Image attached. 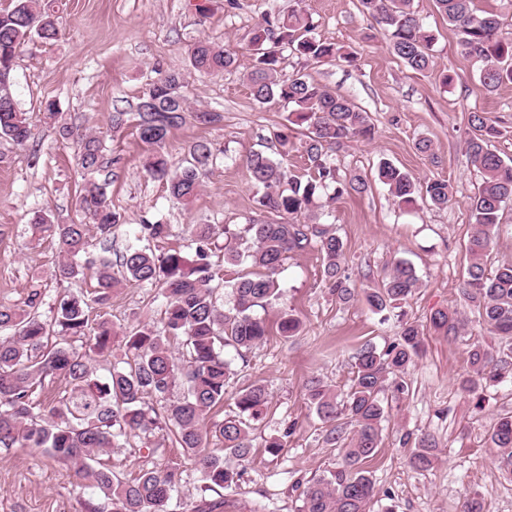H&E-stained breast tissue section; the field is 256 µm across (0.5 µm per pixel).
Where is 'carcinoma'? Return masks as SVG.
<instances>
[{"instance_id":"carcinoma-1","label":"carcinoma","mask_w":512,"mask_h":512,"mask_svg":"<svg viewBox=\"0 0 512 512\" xmlns=\"http://www.w3.org/2000/svg\"><path fill=\"white\" fill-rule=\"evenodd\" d=\"M438 11L461 35L462 53L478 63L479 79L486 92L512 82V42L499 37L502 16L479 10L474 0H435ZM362 11L383 30L388 49L406 67L424 72L435 68L436 36L413 9V0H360ZM60 30L49 5L42 0H12L0 10V68L8 69L0 80V139L23 148L32 138V116L15 101L11 71L20 49L33 39L58 40ZM253 65L247 82L259 104L279 102L288 108L284 122L273 133L272 150L250 152L245 167L258 205L278 216H315L321 199L334 201L347 194H361L366 180L351 174L340 180L328 150L355 138H369L374 125L368 113L348 98L311 81L297 72L284 75L280 54L288 48L307 60L356 62L357 55L344 46L317 38L309 17L297 8L265 14L250 39ZM235 63L234 54L202 38L190 52L191 66L204 73H219ZM183 73L170 69L150 83L134 116L112 114V126L133 120L139 139L154 148L146 171L168 184L170 195L185 205L200 191L199 174L213 162L205 144L190 148L189 157L171 170L162 152L170 130L185 120L189 111L182 94ZM473 131L465 142L468 162L482 174V182L470 203L473 231L467 244L468 266L460 291L478 314V322L498 337L506 350L495 356L481 342L472 343L467 356V376L460 382L465 392L481 385L512 380V261L494 269L485 258L493 248L503 207L512 201V159H504L492 143L498 128L481 112L468 118ZM308 131L302 145L311 170L306 179L288 173L281 158L292 149L291 132ZM59 135L77 144L78 164L88 179L80 191V208L86 222L55 224L49 215L34 212L31 224L57 244L61 261L52 270L63 281L89 278L95 282L93 302L105 305L112 289L124 282L155 286L164 298L161 321L165 335L142 324L122 336L126 360L112 366L109 377L94 378L93 363L109 356L116 339L112 321L90 316V303L78 295L63 296L54 307L52 320L39 312L41 292L33 290L21 306L0 305V448H41L63 463L67 476L87 481L103 495L94 512H168V504L180 482L173 467L143 469L125 480L104 462L103 456L120 448L131 436L147 438L157 430L174 433L181 448L200 469L206 488L219 492L235 486L241 472L230 459L244 460L254 448L251 431L269 410L270 394L261 384L233 393L235 411L212 422L210 412L224 405L235 377L226 358L231 348L241 359L268 335L266 309L277 295L275 275L291 255L315 245L323 258V280L336 299L348 304L362 297L369 311L381 321L419 287L414 267L397 259L381 279L362 291L350 287L345 275V247L330 224L252 222L249 224H189L192 253L170 249L155 253L142 241H159L169 235L166 224L147 221L126 246L119 265L102 257L86 266L79 259L90 240L98 237L103 250L119 221L112 210L106 184L93 175L106 164L102 140L71 126H59ZM377 176L388 186L398 205L413 207L424 199L436 207L451 201L448 181L416 180L396 165L383 161ZM224 251V264L248 265L253 271L224 279L213 258ZM230 289L233 304L218 306L219 290ZM434 330L450 339L462 335L465 318L456 308L436 310L430 318ZM300 320L290 312L279 316L278 330L288 339L298 332ZM80 342L74 346L73 342ZM424 345V328L413 322L400 324L397 336L379 347L363 344L353 354V378L348 391L336 393L319 379L305 386L306 400L325 425L323 442L342 453L341 465L307 482L294 481L300 490L299 512H371L377 489L367 462L379 451L383 423L387 420L382 395L408 393L406 374ZM64 383L57 398H38L50 381ZM186 386L183 397L172 403L168 394L177 381ZM223 448L209 447L210 439ZM490 440L505 473L512 475V415L493 424ZM413 445L408 462L428 469L436 460L435 439L424 435L416 441L406 436L402 445Z\"/></svg>"}]
</instances>
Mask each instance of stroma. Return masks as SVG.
Returning <instances> with one entry per match:
<instances>
[{"label": "stroma", "mask_w": 512, "mask_h": 512, "mask_svg": "<svg viewBox=\"0 0 512 512\" xmlns=\"http://www.w3.org/2000/svg\"><path fill=\"white\" fill-rule=\"evenodd\" d=\"M60 0L56 13L61 37L51 44L24 46L12 72L15 96L22 111L38 115L44 101H55L61 122L89 130L104 142L110 165L100 172L108 180L113 209L121 224L109 256L118 259L142 221L170 225L168 240L157 251L188 250L184 232L189 224H246L271 215L256 202L243 160L259 149L283 123L281 105L255 102L246 84L252 68V29L267 13L300 5L315 26L317 37L357 51L355 65L339 61L316 63L284 51L283 74L301 72L313 81L349 98L368 112L375 126L373 140H352L332 151L340 175L357 173L369 188L331 203L319 222L333 225L346 249V269L352 287H367L393 260L411 262L421 285L403 304L401 317L380 321L358 301L338 303L322 277V257L316 247L286 260L276 276L279 296L268 306V320L290 311L302 321L298 336L271 333L246 360H235V388L265 385L271 413L259 436L282 435L288 421L298 423L284 452L270 456L258 448L237 462L243 476L239 487L224 490L225 512H298V494L291 484L336 469L338 450L320 441L321 423L308 407L305 386L319 379L337 392L347 391L352 378L351 356L365 342L384 346L399 330L400 321L428 324L442 307L463 310V337L455 340L428 332L422 356L406 375L410 393L390 400L383 424L381 449L370 461L380 493L372 512H461L466 493L480 494L485 512H512V481L494 461L487 431L499 415L512 412V384L505 382L473 395L459 391L467 372L472 337L483 329L459 294L465 277L466 243L472 231L470 201L481 174L468 165L464 143L472 133L469 113L478 111L500 131L496 148L512 158V83L489 93L475 66L463 57L458 31L438 12L435 0H413L425 26L437 37L436 68L415 72L392 55L375 22L363 13L359 0ZM230 48L232 70L218 74L195 71L190 50L199 38ZM181 69L191 108L220 113L215 124L194 118L171 129L163 146L174 165L189 149L207 143L216 159L200 175L201 190L191 206H183L165 182L151 178L145 163L152 149L142 143L133 123L113 127L116 112L135 111L140 96L159 73ZM451 75L442 84V75ZM432 143L431 153L416 148L419 139ZM9 159L0 164V304H22L31 289L43 293L41 312L52 318L58 299L86 291L83 280L60 282L51 271L58 260L55 245L36 240L28 224L31 211H46L55 223L82 220L79 190L84 175L72 141L56 127L34 126V137L23 148L0 145ZM387 160L412 176L448 180L453 200L445 208L421 202L402 209L375 178ZM162 298L157 287L130 284L113 289L103 311L117 332L141 323L161 328ZM434 436L438 458L433 467L409 466V451L401 438ZM161 445L150 453L140 439L115 449L114 471L131 477L163 463L179 468L182 480L170 512H192L202 496L200 472L183 449L156 435ZM98 495L85 483L70 479L60 462L38 448L0 451V512H86Z\"/></svg>", "instance_id": "stroma-1"}]
</instances>
